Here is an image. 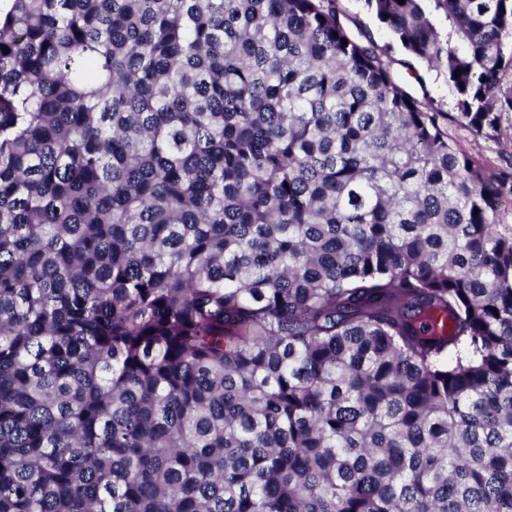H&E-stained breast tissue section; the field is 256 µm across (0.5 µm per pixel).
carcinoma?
I'll return each instance as SVG.
<instances>
[{
	"mask_svg": "<svg viewBox=\"0 0 512 512\" xmlns=\"http://www.w3.org/2000/svg\"><path fill=\"white\" fill-rule=\"evenodd\" d=\"M364 6L498 130L512 0ZM447 117L341 0H0V512H512Z\"/></svg>",
	"mask_w": 512,
	"mask_h": 512,
	"instance_id": "carcinoma-1",
	"label": "carcinoma"
}]
</instances>
